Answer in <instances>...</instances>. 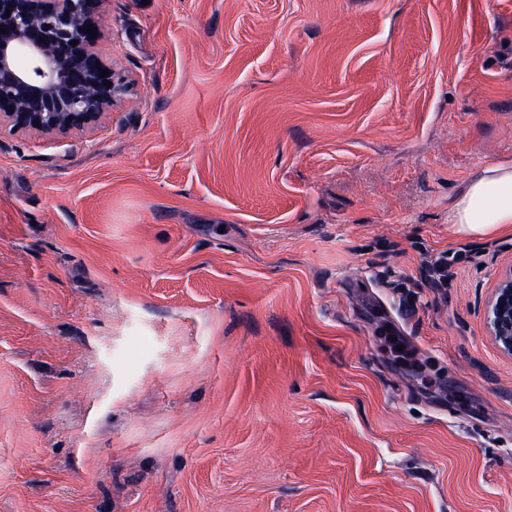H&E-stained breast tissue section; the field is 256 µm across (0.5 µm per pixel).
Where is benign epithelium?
<instances>
[{"mask_svg":"<svg viewBox=\"0 0 512 512\" xmlns=\"http://www.w3.org/2000/svg\"><path fill=\"white\" fill-rule=\"evenodd\" d=\"M106 2L0 0L7 30L0 33V127L65 135L92 126L127 94V77L99 49ZM489 322L499 347L512 354V274L495 288Z\"/></svg>","mask_w":512,"mask_h":512,"instance_id":"1","label":"benign epithelium"}]
</instances>
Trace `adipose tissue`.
<instances>
[{
    "instance_id": "1",
    "label": "adipose tissue",
    "mask_w": 512,
    "mask_h": 512,
    "mask_svg": "<svg viewBox=\"0 0 512 512\" xmlns=\"http://www.w3.org/2000/svg\"><path fill=\"white\" fill-rule=\"evenodd\" d=\"M453 238L512 235V160L480 166L448 208Z\"/></svg>"
}]
</instances>
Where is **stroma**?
<instances>
[{"mask_svg": "<svg viewBox=\"0 0 512 512\" xmlns=\"http://www.w3.org/2000/svg\"><path fill=\"white\" fill-rule=\"evenodd\" d=\"M103 26L125 99L0 130V512H512V237L448 236L512 159V0ZM512 272L495 288L489 313L490 328L499 347L512 354Z\"/></svg>", "mask_w": 512, "mask_h": 512, "instance_id": "obj_1", "label": "stroma"}]
</instances>
